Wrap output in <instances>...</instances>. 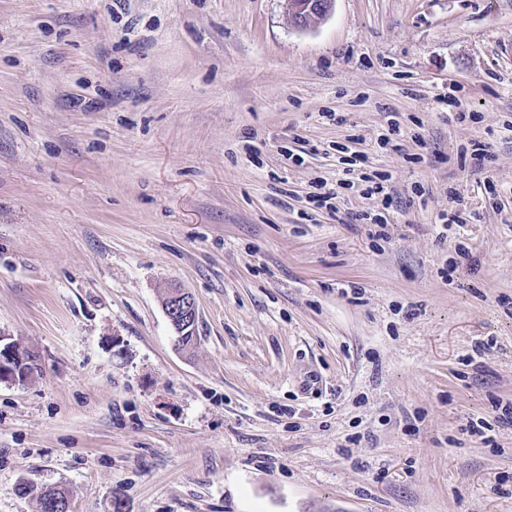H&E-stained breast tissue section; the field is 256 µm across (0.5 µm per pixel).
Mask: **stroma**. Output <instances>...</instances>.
<instances>
[{
	"mask_svg": "<svg viewBox=\"0 0 512 512\" xmlns=\"http://www.w3.org/2000/svg\"><path fill=\"white\" fill-rule=\"evenodd\" d=\"M0 334V512H512V0H0ZM291 24L307 30L331 16L336 0H284ZM164 307L167 318L177 336H187L182 340L189 343L195 337L191 336V332L195 327L198 315L194 295L187 289L176 286L167 294ZM0 335V383H28L37 375V356L31 349Z\"/></svg>",
	"mask_w": 512,
	"mask_h": 512,
	"instance_id": "1",
	"label": "stroma"
}]
</instances>
